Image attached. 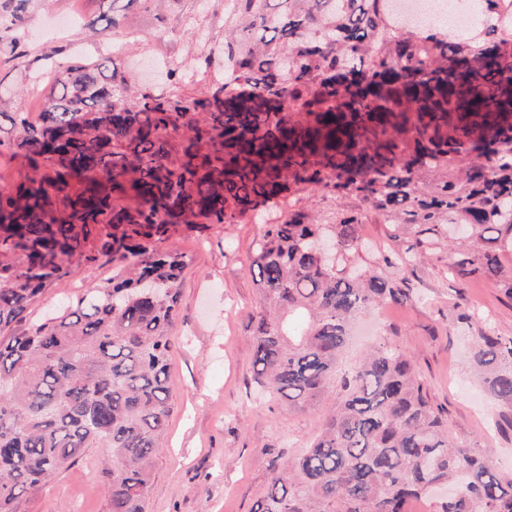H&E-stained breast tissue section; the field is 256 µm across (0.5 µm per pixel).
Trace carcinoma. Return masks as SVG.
<instances>
[{
    "instance_id": "cac0c4a2",
    "label": "carcinoma",
    "mask_w": 512,
    "mask_h": 512,
    "mask_svg": "<svg viewBox=\"0 0 512 512\" xmlns=\"http://www.w3.org/2000/svg\"><path fill=\"white\" fill-rule=\"evenodd\" d=\"M480 28L404 29L389 0H224V80L208 111L70 65L37 116L17 112L29 171L0 192V332L75 264L112 278L0 339V512L95 449L105 512H147L173 411L169 368L184 256L171 227L232 224L277 201L257 257V384L304 406L336 381L351 321L409 294L362 251V213L419 229L411 264L448 266L512 298V0ZM30 0H3L11 25ZM185 128L173 145L170 132ZM471 367L512 406V336L477 337ZM340 382L320 433L275 466L251 512H512V471L455 436L411 359L378 344Z\"/></svg>"
}]
</instances>
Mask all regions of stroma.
<instances>
[{
    "label": "stroma",
    "instance_id": "35a3bbf8",
    "mask_svg": "<svg viewBox=\"0 0 512 512\" xmlns=\"http://www.w3.org/2000/svg\"><path fill=\"white\" fill-rule=\"evenodd\" d=\"M108 11L124 12L121 0H35L23 32L25 55L0 54V95L8 99L0 107V190L27 172L8 146L16 135L12 112L39 110L42 88L34 83L35 74L87 58L95 37L88 22ZM127 15V28L106 37L117 76L136 77L142 91L154 95L210 99L224 72L218 55L224 45V0H171L163 8ZM159 55L194 73L193 82L156 81L147 59ZM266 213L261 205L232 224L181 223L170 238L187 268L170 364L174 413L155 465L149 512H250L274 465L307 446L339 398L335 386L311 405L291 406L260 394L253 382V317L260 291L252 262ZM394 230L373 220L359 225L357 233L368 247L364 261L384 266L410 299L367 311L338 368L348 369L379 343L410 355L451 432L494 449L499 470L510 471L512 440H502L494 426L504 406L469 373L482 328L453 321L451 312L454 302L464 301L488 317L496 332L512 336V298L479 276L463 284L453 281L448 275L452 255L444 249L409 265H384ZM111 274L104 264L73 269L46 291L41 307L75 300ZM101 471L99 453L89 451L42 493L24 499L20 512H104Z\"/></svg>",
    "mask_w": 512,
    "mask_h": 512
}]
</instances>
